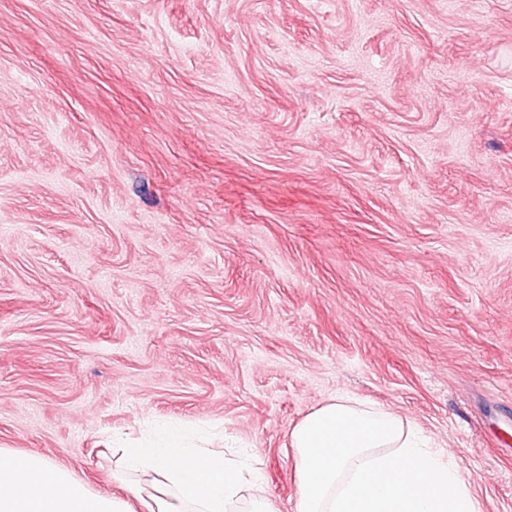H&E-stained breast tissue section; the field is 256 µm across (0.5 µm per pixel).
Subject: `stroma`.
I'll return each mask as SVG.
<instances>
[{"label":"stroma","instance_id":"obj_1","mask_svg":"<svg viewBox=\"0 0 512 512\" xmlns=\"http://www.w3.org/2000/svg\"><path fill=\"white\" fill-rule=\"evenodd\" d=\"M339 396L512 512V0H0V448L212 427L295 512Z\"/></svg>","mask_w":512,"mask_h":512}]
</instances>
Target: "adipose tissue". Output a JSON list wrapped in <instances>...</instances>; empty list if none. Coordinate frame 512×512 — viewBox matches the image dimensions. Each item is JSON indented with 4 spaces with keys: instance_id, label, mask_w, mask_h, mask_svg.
<instances>
[{
    "instance_id": "obj_1",
    "label": "adipose tissue",
    "mask_w": 512,
    "mask_h": 512,
    "mask_svg": "<svg viewBox=\"0 0 512 512\" xmlns=\"http://www.w3.org/2000/svg\"><path fill=\"white\" fill-rule=\"evenodd\" d=\"M296 512H482L461 470L392 411L338 397L291 433ZM112 477L129 496L92 493L38 454L0 449V512H275L260 477L245 478L189 425L116 438Z\"/></svg>"
}]
</instances>
